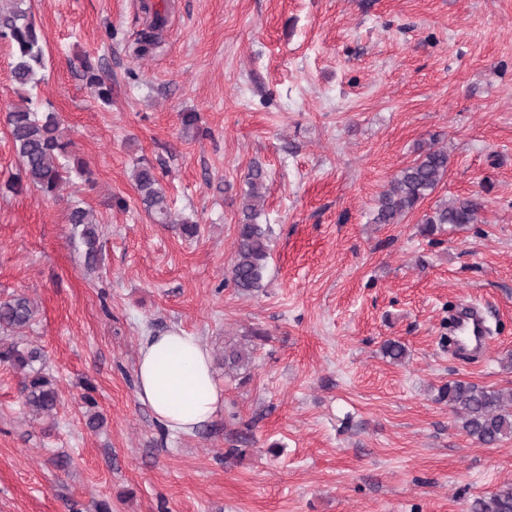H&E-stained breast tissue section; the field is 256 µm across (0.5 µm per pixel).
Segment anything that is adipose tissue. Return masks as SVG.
Masks as SVG:
<instances>
[{"instance_id": "obj_1", "label": "adipose tissue", "mask_w": 512, "mask_h": 512, "mask_svg": "<svg viewBox=\"0 0 512 512\" xmlns=\"http://www.w3.org/2000/svg\"><path fill=\"white\" fill-rule=\"evenodd\" d=\"M136 395L172 432H192L224 406L211 355L199 337L180 329L148 337L136 366Z\"/></svg>"}]
</instances>
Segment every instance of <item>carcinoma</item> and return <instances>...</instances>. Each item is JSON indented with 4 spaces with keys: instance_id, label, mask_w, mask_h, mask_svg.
Listing matches in <instances>:
<instances>
[{
    "instance_id": "obj_1",
    "label": "carcinoma",
    "mask_w": 512,
    "mask_h": 512,
    "mask_svg": "<svg viewBox=\"0 0 512 512\" xmlns=\"http://www.w3.org/2000/svg\"><path fill=\"white\" fill-rule=\"evenodd\" d=\"M7 11L0 10V37L9 39L12 47L11 77L21 88H36L43 67L44 46L41 32L32 20L26 0H10ZM87 84L105 105L112 101V88L100 75V69L85 59L81 62ZM6 127L19 161L20 174L12 188L28 182L47 196L56 197L71 174H88L83 162L72 158L71 142L65 139L57 113L39 112L29 106L7 112ZM448 171V151L429 148L413 163L403 168L380 195L376 224H397L414 211L438 186ZM141 202L157 224L173 223L169 200L154 170L140 165L133 172ZM241 219L237 227V247L231 267V281L239 292L252 294L263 287L268 261L270 227L259 223L263 211L264 174L259 167L248 175ZM481 204L471 198H454L436 205L424 215L420 233L432 236L444 225L462 227L478 222ZM68 223L86 246L88 262L96 260L97 221L91 210L79 205L68 209ZM36 314L35 303L24 295L0 303V327L20 333L28 328ZM40 358L36 348L21 349L15 342L0 345V359L11 362L28 376L25 385L26 405L33 415L47 417L55 410L58 393L52 381L33 368ZM250 353L232 349L224 352V366L237 370L245 366ZM440 399L462 419L465 432L483 445H493L512 436V391L494 390L476 384L453 381L444 386ZM472 512H512V486L506 485L495 494L479 498Z\"/></svg>"
}]
</instances>
